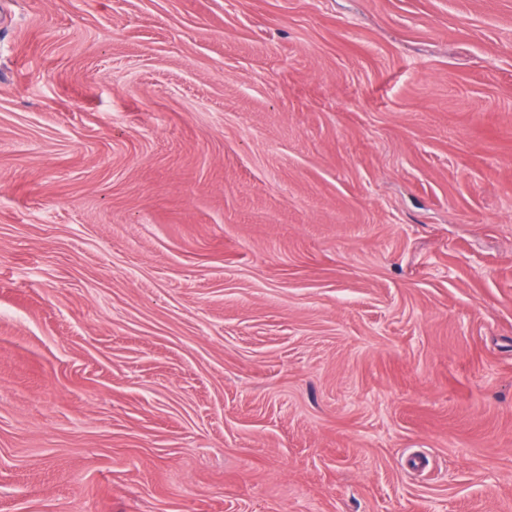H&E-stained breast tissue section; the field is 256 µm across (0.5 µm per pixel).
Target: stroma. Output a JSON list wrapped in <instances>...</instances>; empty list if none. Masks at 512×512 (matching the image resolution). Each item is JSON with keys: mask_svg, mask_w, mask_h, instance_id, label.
<instances>
[{"mask_svg": "<svg viewBox=\"0 0 512 512\" xmlns=\"http://www.w3.org/2000/svg\"><path fill=\"white\" fill-rule=\"evenodd\" d=\"M0 512H512V0H0Z\"/></svg>", "mask_w": 512, "mask_h": 512, "instance_id": "stroma-1", "label": "stroma"}]
</instances>
